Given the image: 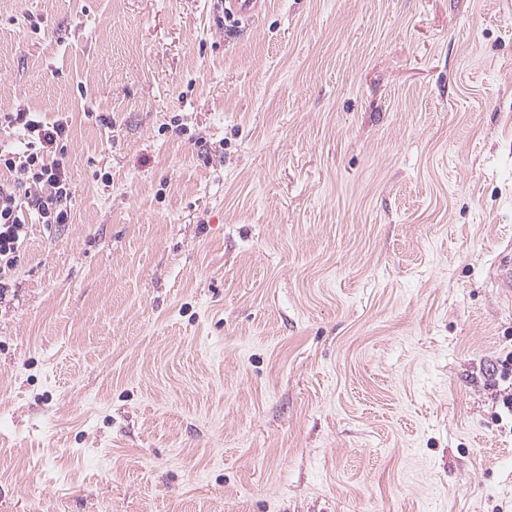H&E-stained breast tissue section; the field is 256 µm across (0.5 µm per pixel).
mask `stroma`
<instances>
[{
  "mask_svg": "<svg viewBox=\"0 0 512 512\" xmlns=\"http://www.w3.org/2000/svg\"><path fill=\"white\" fill-rule=\"evenodd\" d=\"M19 110L0 512H512V0H0ZM226 13L240 18L251 20L263 12L268 0H227L224 2ZM37 112L5 113V128L21 131L26 151L0 148V300L17 265L26 235V213L42 224H67L71 218L73 185L62 145L70 136L65 119L48 122ZM23 158V160H22ZM494 281L497 284L499 295L502 299L511 303L512 301V253L499 262L495 273Z\"/></svg>",
  "mask_w": 512,
  "mask_h": 512,
  "instance_id": "1",
  "label": "stroma"
}]
</instances>
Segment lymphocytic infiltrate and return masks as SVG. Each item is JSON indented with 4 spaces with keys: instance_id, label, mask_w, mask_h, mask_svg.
<instances>
[{
    "instance_id": "lymphocytic-infiltrate-1",
    "label": "lymphocytic infiltrate",
    "mask_w": 512,
    "mask_h": 512,
    "mask_svg": "<svg viewBox=\"0 0 512 512\" xmlns=\"http://www.w3.org/2000/svg\"><path fill=\"white\" fill-rule=\"evenodd\" d=\"M21 131L23 155L0 149V295L17 265L26 235V216L46 224L71 218L73 185L59 146L70 136L66 120L47 121L34 112H11L0 118Z\"/></svg>"
}]
</instances>
